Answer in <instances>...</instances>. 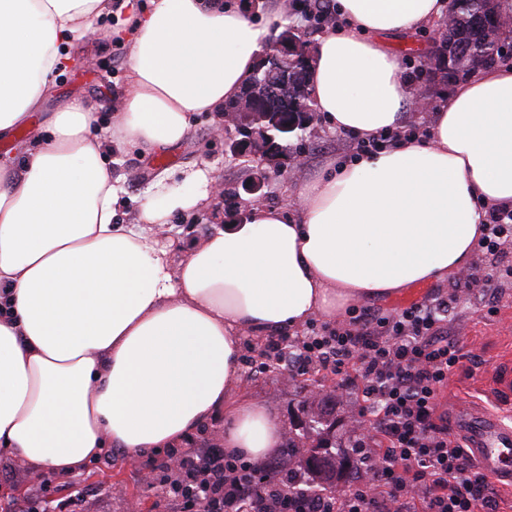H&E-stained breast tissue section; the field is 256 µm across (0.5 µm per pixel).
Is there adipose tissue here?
I'll return each instance as SVG.
<instances>
[{
	"instance_id": "adipose-tissue-1",
	"label": "adipose tissue",
	"mask_w": 512,
	"mask_h": 512,
	"mask_svg": "<svg viewBox=\"0 0 512 512\" xmlns=\"http://www.w3.org/2000/svg\"><path fill=\"white\" fill-rule=\"evenodd\" d=\"M132 16L125 92L107 129L80 98L42 106L112 0H0V447L33 471L77 474L105 451L140 457L224 412V449L280 444L261 406L235 402L241 340L294 331L380 296L469 270L479 204L512 205V65L458 82L428 140L360 154L300 183L293 207L253 203L180 261L155 235L211 205L207 167L159 175L138 223L119 222L113 145H181L196 112L224 121L284 15L240 0H149ZM448 0H337L307 78L329 128L366 140L406 124L418 96L390 34L441 21Z\"/></svg>"
}]
</instances>
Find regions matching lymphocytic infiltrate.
Listing matches in <instances>:
<instances>
[{
    "label": "lymphocytic infiltrate",
    "mask_w": 512,
    "mask_h": 512,
    "mask_svg": "<svg viewBox=\"0 0 512 512\" xmlns=\"http://www.w3.org/2000/svg\"><path fill=\"white\" fill-rule=\"evenodd\" d=\"M512 240V207L485 212L478 246L495 256ZM512 266L480 281L458 278L447 297L399 313L353 317L349 326L311 332L298 353L284 336L269 337L261 372L305 376L324 370L338 389L355 387L363 436L353 443L361 469L346 488H313L307 473L284 480L285 457L265 478L256 466L217 447L179 455L182 483L172 498L182 512H499L494 483L437 417V395L462 358L448 333L461 295L497 288Z\"/></svg>",
    "instance_id": "lymphocytic-infiltrate-1"
}]
</instances>
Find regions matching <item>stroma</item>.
<instances>
[{"instance_id": "obj_1", "label": "stroma", "mask_w": 512, "mask_h": 512, "mask_svg": "<svg viewBox=\"0 0 512 512\" xmlns=\"http://www.w3.org/2000/svg\"><path fill=\"white\" fill-rule=\"evenodd\" d=\"M114 17L96 19L100 34L82 44L73 62L56 79L54 92L45 103V111H55L59 103L78 96L92 104L100 125H107L115 102L127 80V60L130 44L125 36L110 34ZM213 116L200 112L192 117V135L179 147L170 149L169 161L157 163L155 157H141L137 152L122 148L112 150L114 178L122 188L117 215L123 223H134L145 194L160 173L178 176L181 168L191 164L210 165L225 188L239 190L237 213L227 216L223 201H216L204 210L173 214L169 220L167 239L174 256H181L200 242L216 226L238 223V215L250 202L241 187L256 162L253 157L240 156L230 150L240 134L228 128L216 134ZM355 142L346 134L331 130L323 121H316L304 139L290 138L282 154L269 159V177L263 188L264 201L269 205L294 202L295 190L301 177L312 176L327 162L345 160L354 151ZM303 154L302 176L289 175V160ZM448 284L439 281L420 285L393 298H374L364 302L368 312L382 316L406 308L438 294H447ZM456 333L464 357L448 376L437 413L450 416L461 401L495 408L488 392V378L495 366L512 357V280L503 279L499 288L484 299L463 300L457 308ZM264 339L252 336L243 341L242 354L247 361L240 366L241 382L234 398L264 406L288 432L303 421L304 400L312 387L335 388V376L320 372L298 379H283L274 374L252 372L259 362ZM166 452H152L143 457L128 458L120 454L102 457L87 470L76 475L60 476L49 471L33 472L19 457L0 447V503L9 501V489L20 488L21 499L38 506H52L76 490L93 493L92 512H171Z\"/></svg>"}]
</instances>
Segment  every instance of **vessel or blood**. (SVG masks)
I'll return each instance as SVG.
<instances>
[{"label":"vessel or blood","mask_w":512,"mask_h":512,"mask_svg":"<svg viewBox=\"0 0 512 512\" xmlns=\"http://www.w3.org/2000/svg\"><path fill=\"white\" fill-rule=\"evenodd\" d=\"M493 397L512 402V362L503 361L490 378ZM455 427L470 455L489 476L512 483V424L464 402L455 411Z\"/></svg>","instance_id":"1"}]
</instances>
